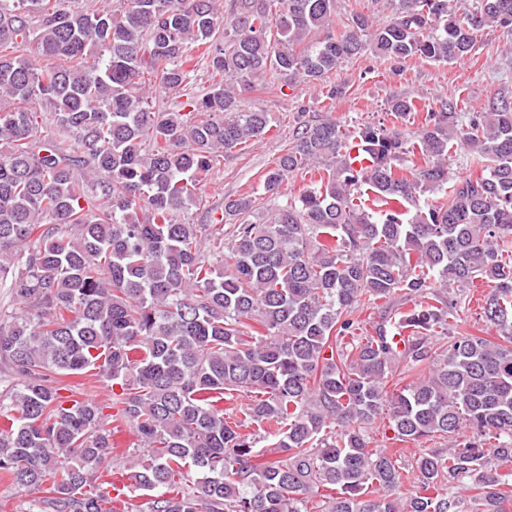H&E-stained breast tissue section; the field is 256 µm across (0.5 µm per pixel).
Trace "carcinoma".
I'll return each mask as SVG.
<instances>
[{"mask_svg": "<svg viewBox=\"0 0 512 512\" xmlns=\"http://www.w3.org/2000/svg\"><path fill=\"white\" fill-rule=\"evenodd\" d=\"M68 2L0 0V280L20 305L0 313V478L40 493L31 512H115L137 491L150 512H512L489 462H512L511 99L463 125L454 100L394 96L393 122L425 113L414 139L301 120L263 189L317 179L267 221L247 219L249 195L179 219L220 158L270 131L240 104L265 72L322 82L368 49L459 61L484 27L512 31V0H391L389 22L360 13L340 33L336 0ZM454 146L480 175H449ZM477 280L494 336L458 331L448 286ZM377 301L365 331L352 313ZM91 370L115 413L61 395ZM236 392L248 403L230 422ZM384 415L400 440L448 449L408 471L367 434ZM111 420L142 447L120 485ZM322 487L335 494L309 508Z\"/></svg>", "mask_w": 512, "mask_h": 512, "instance_id": "carcinoma-1", "label": "carcinoma"}]
</instances>
